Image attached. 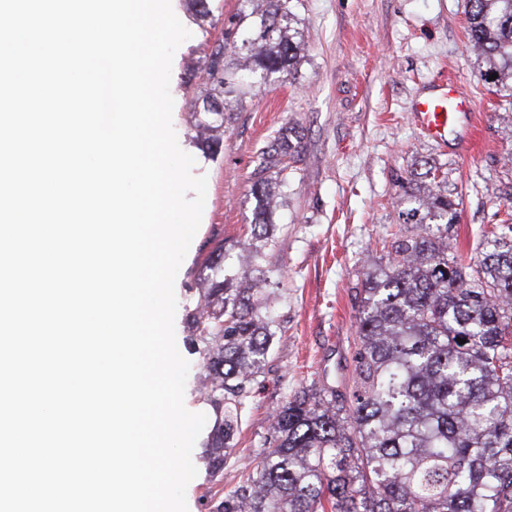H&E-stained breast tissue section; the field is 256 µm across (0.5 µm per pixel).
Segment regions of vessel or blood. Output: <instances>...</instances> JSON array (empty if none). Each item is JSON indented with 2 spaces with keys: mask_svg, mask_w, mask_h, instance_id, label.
<instances>
[{
  "mask_svg": "<svg viewBox=\"0 0 512 512\" xmlns=\"http://www.w3.org/2000/svg\"><path fill=\"white\" fill-rule=\"evenodd\" d=\"M472 110V101L454 82H447L435 93L418 99L413 112L425 135L443 145L448 133Z\"/></svg>",
  "mask_w": 512,
  "mask_h": 512,
  "instance_id": "obj_1",
  "label": "vessel or blood"
}]
</instances>
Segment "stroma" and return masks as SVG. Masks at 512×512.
<instances>
[{
	"instance_id": "stroma-1",
	"label": "stroma",
	"mask_w": 512,
	"mask_h": 512,
	"mask_svg": "<svg viewBox=\"0 0 512 512\" xmlns=\"http://www.w3.org/2000/svg\"><path fill=\"white\" fill-rule=\"evenodd\" d=\"M171 4L191 33L173 58L172 125L196 160L193 174L207 179L202 221L175 282L176 341L190 364L184 404L191 412L213 413L198 390L202 360L187 322L199 283L211 274L207 260L221 248L227 273L250 274L257 152L281 128L300 136L288 196L275 217L279 244L261 260L276 338L223 474L198 464L186 489L188 512H209L210 502L257 466L273 412L295 392L350 389L358 293L382 239L400 225V180L425 181L428 163L443 164L462 193L449 242L465 262L478 256L484 232L512 212L505 194L512 183V111L480 78L466 35L467 0H292L306 43L297 73L229 98L231 118L213 154L194 140L190 114L206 84L202 63L241 0H212L213 17L205 22L189 0ZM447 79L474 103L472 144L452 137L436 145L412 118L414 101Z\"/></svg>"
}]
</instances>
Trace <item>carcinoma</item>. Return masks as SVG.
I'll return each instance as SVG.
<instances>
[{"label":"carcinoma","mask_w":512,"mask_h":512,"mask_svg":"<svg viewBox=\"0 0 512 512\" xmlns=\"http://www.w3.org/2000/svg\"><path fill=\"white\" fill-rule=\"evenodd\" d=\"M468 3L481 80L512 98V0ZM292 17L288 0H242L212 46L203 63L209 83L191 113L208 151L221 149L228 121L210 104L297 71L304 44ZM295 137V128H282L259 151L254 263L278 245L274 216L288 192L284 159L297 152ZM400 188L410 205L401 216L418 231L390 234L386 261L366 274L350 390L303 389L276 409L272 447L211 512H512V224L486 232L480 258L463 264L449 252L461 197L448 178L433 189L407 179ZM209 267L222 279H204L188 322L216 416L203 460L217 474L273 334L264 271L227 275L222 251Z\"/></svg>","instance_id":"1"}]
</instances>
